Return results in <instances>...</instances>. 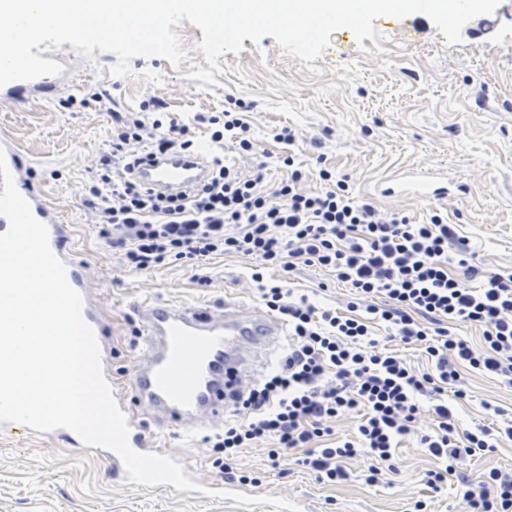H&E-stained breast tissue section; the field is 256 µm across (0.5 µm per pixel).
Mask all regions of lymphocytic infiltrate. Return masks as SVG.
Here are the masks:
<instances>
[{
	"label": "lymphocytic infiltrate",
	"mask_w": 512,
	"mask_h": 512,
	"mask_svg": "<svg viewBox=\"0 0 512 512\" xmlns=\"http://www.w3.org/2000/svg\"><path fill=\"white\" fill-rule=\"evenodd\" d=\"M210 125L211 178L186 197H164L134 179L138 153H178L195 149L187 125L170 117L157 97L139 111L112 116V140L90 169L82 203L91 223L100 227L126 271L147 272L172 261L194 263L196 279L207 286L211 256L243 253L281 268L285 276L265 280L253 272L260 297L288 325L290 343L263 382L243 397L240 418L215 436L224 451L216 465L232 480L240 449L274 440L271 459L304 450V463L336 482L346 479L345 459L372 460L366 482L377 480V462L390 461L403 438L412 434L425 396H436L434 434L420 443L434 458L428 484L440 490L449 476L480 452L494 451L500 438L512 439V422L493 429L462 428L445 392L464 399L461 367L493 376H512V275L488 273L448 249L457 240L441 214L428 223L407 216L379 214L351 190L347 178L321 168V191L299 189L300 170L264 188L262 170L243 176L226 164L224 145L252 154L256 144L237 112L201 115ZM335 273L355 292L346 312L319 309L307 297H295L287 279L296 260ZM461 274L450 271V263ZM365 316H356L357 306ZM384 324L391 337L424 346L433 372L412 370L400 355L378 350L371 321ZM482 327L483 341L473 347L455 336L459 323ZM358 418L355 439L322 446L330 419ZM465 512H512V470L493 468L479 488L461 490Z\"/></svg>",
	"instance_id": "f902f5d3"
}]
</instances>
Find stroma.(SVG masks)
Masks as SVG:
<instances>
[{
	"label": "stroma",
	"instance_id": "stroma-1",
	"mask_svg": "<svg viewBox=\"0 0 512 512\" xmlns=\"http://www.w3.org/2000/svg\"><path fill=\"white\" fill-rule=\"evenodd\" d=\"M413 34H406V27ZM187 60L172 67L164 58L137 56L127 77L111 75L117 57L96 53L86 60L71 44L74 80L59 97L21 106H0V135L13 138L24 154L37 160L34 183L46 200L74 229L73 247L95 286L100 315L110 334L112 376L127 387V367L144 350L147 338L134 313L149 300L175 306L213 304L224 297H242L261 305L250 274L258 258L216 255L209 261L213 281L199 285L196 269L175 262L157 270L129 273L87 221L80 193L87 170L107 148L112 115L138 111L142 101L165 100L172 117L190 125L194 136L210 135L196 124L202 112L243 110L250 134L259 146L254 159L239 158L225 148L227 160L242 172L256 161L266 165L267 182L286 178L290 168L302 170V186L317 190V171L327 166L348 177L355 192L377 210L398 212L416 223L441 213L458 237L468 241L475 264L487 272L512 273V0L494 13L466 23L461 41L448 43L433 22L416 13L380 42L357 41L343 28L330 37L332 45L352 43L347 59L325 57L308 71L286 54L273 37L260 43L244 40L243 49L219 59L224 72L214 92L199 90L188 77L205 58L197 44L201 29L182 21L176 29ZM288 127L296 134L292 149L273 138ZM294 157L285 166V154ZM437 165L466 187L464 195L433 205L415 198H386L377 183L408 167ZM297 294L322 308L345 311L353 290L316 266L298 265L291 275ZM467 393L456 410L463 427L498 428L512 421V382L464 371ZM416 434L396 450L392 468L382 469L368 484L363 456L346 463L347 480L329 484L300 462L294 452L272 464L273 443L258 442L241 449L237 473L258 477L249 485L254 496H283L302 512H416L427 501L429 512H464L456 487L432 492L427 473L436 463L419 443L433 431L432 399L422 401ZM215 428L204 427L158 442L160 451L183 456L205 482L218 479V452L211 439ZM0 512H276L270 505L253 508L232 499L201 501L180 491L147 493L115 478L95 448H74L58 436L0 435Z\"/></svg>",
	"mask_w": 512,
	"mask_h": 512
}]
</instances>
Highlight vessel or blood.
Listing matches in <instances>:
<instances>
[{
	"label": "vessel or blood",
	"mask_w": 512,
	"mask_h": 512,
	"mask_svg": "<svg viewBox=\"0 0 512 512\" xmlns=\"http://www.w3.org/2000/svg\"><path fill=\"white\" fill-rule=\"evenodd\" d=\"M66 86L60 74L15 80L0 86V104L50 99ZM0 146L17 190L29 201L33 216L48 227L50 248L64 262L68 283L83 297L84 321L96 339H103L106 326L93 299L88 273L71 247V225L63 223L35 188L30 178L32 165L13 140L0 136ZM211 173L209 152L201 147L178 154L142 152L134 178L155 193L184 196L204 184ZM377 191L384 197L428 202L447 200L452 193L447 173L428 167L395 173ZM138 317L148 338L147 349L129 367L130 391L115 392L114 397L127 414L135 405L144 406L159 432L168 435L196 430L207 421L223 425L233 394L252 385L257 364L286 334V325L278 316L233 297L206 308L149 302L139 308Z\"/></svg>",
	"instance_id": "obj_1"
}]
</instances>
